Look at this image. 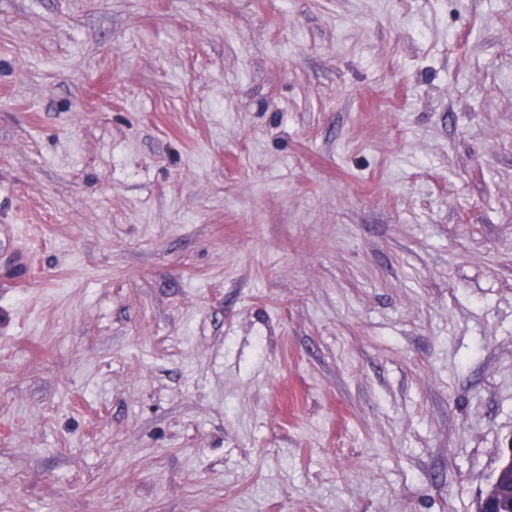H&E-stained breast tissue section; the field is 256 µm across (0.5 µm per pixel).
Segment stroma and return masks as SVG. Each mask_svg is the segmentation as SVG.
Returning a JSON list of instances; mask_svg holds the SVG:
<instances>
[{"instance_id":"35a3bbf8","label":"stroma","mask_w":512,"mask_h":512,"mask_svg":"<svg viewBox=\"0 0 512 512\" xmlns=\"http://www.w3.org/2000/svg\"><path fill=\"white\" fill-rule=\"evenodd\" d=\"M510 448L512 0H0V512H477Z\"/></svg>"}]
</instances>
